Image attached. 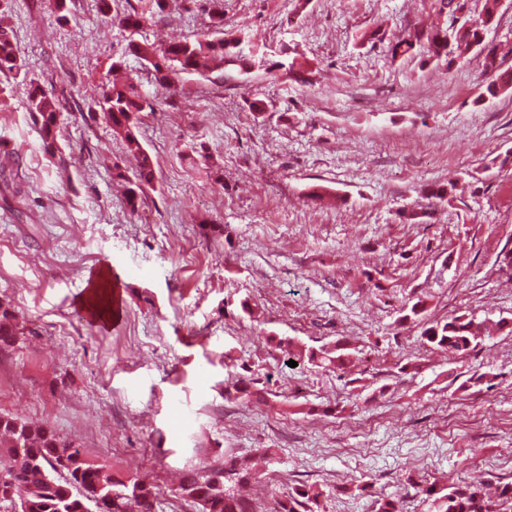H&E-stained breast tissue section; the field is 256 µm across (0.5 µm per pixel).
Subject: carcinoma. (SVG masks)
<instances>
[{"mask_svg":"<svg viewBox=\"0 0 512 512\" xmlns=\"http://www.w3.org/2000/svg\"><path fill=\"white\" fill-rule=\"evenodd\" d=\"M497 8L498 0H485L483 12L465 19L460 27L421 32L413 39L391 42L388 52L394 58L410 52L419 43L430 56H444L450 63L465 58L479 43L482 32L495 21ZM237 40V36L207 38L157 48L132 39L128 48L145 62L155 82L169 85L181 73L202 68L222 72L235 64L239 61ZM479 63L493 77L487 85L489 94L512 90V73L501 70L496 52L488 51ZM17 67L11 30L0 19V72H12ZM28 99L44 147L54 146L60 132L59 103L38 87L31 90ZM100 109L111 124L113 135L138 161L137 181L127 188L126 197L127 205L134 211L143 185L154 179L152 157L138 134L145 100L136 83L114 82L103 94ZM18 335L11 305L0 300V351L13 347ZM484 338L483 323L466 315L454 316L422 332L429 347L458 353L476 348ZM294 357L339 369L350 362L347 346L340 342L317 351L300 349ZM0 454L10 460L9 467L0 470V498H16L21 512H155L156 487L136 477L111 474L85 460L73 442L49 425L0 414ZM259 477L247 458L226 454L184 470L175 490L180 499L195 504L198 512H254L253 502L239 494L238 487L256 482ZM419 489L430 512H512V481L499 483L493 491L475 482L451 483L444 494L433 484L421 485ZM321 495L312 487L301 488L296 495L278 500L272 512H299L306 504H319Z\"/></svg>","mask_w":512,"mask_h":512,"instance_id":"1","label":"carcinoma"}]
</instances>
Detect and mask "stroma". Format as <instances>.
Returning a JSON list of instances; mask_svg holds the SVG:
<instances>
[{
    "label": "stroma",
    "mask_w": 512,
    "mask_h": 512,
    "mask_svg": "<svg viewBox=\"0 0 512 512\" xmlns=\"http://www.w3.org/2000/svg\"><path fill=\"white\" fill-rule=\"evenodd\" d=\"M223 3L243 63L174 90L146 79L121 19L143 15L159 47L194 40L211 30L205 0L0 6L19 65L0 72V300L22 327L0 352L16 382L0 413L145 478L156 512H196L172 494L180 473L227 451L253 457L263 477L247 492L268 507L307 485L320 512L382 498L428 512L418 483L512 480V334L463 356L421 339L457 315L512 323V91L489 96L474 60L388 53L449 26L440 0ZM376 27L383 42L362 41ZM292 51L302 67L266 73ZM118 58L151 105L139 135L154 179L134 210L112 180L134 165L90 117ZM33 84L61 103L51 151ZM451 180L453 199H426ZM108 262L123 317L103 332L76 305ZM420 298L423 319H406ZM340 339L347 369L287 364L286 342ZM240 377L265 401L226 395Z\"/></svg>",
    "instance_id": "obj_1"
}]
</instances>
